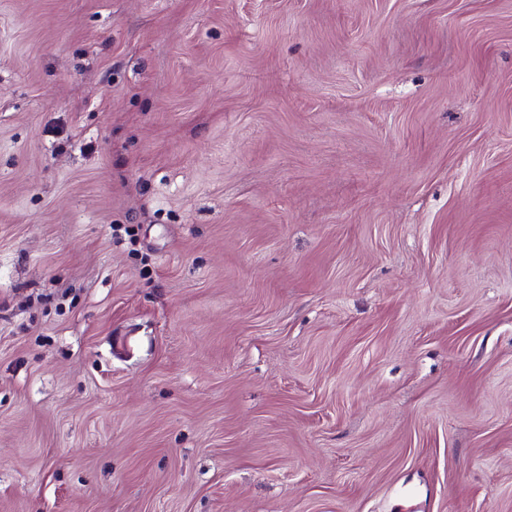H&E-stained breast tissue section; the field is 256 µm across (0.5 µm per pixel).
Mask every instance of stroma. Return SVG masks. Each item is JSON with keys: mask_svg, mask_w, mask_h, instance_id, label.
I'll return each instance as SVG.
<instances>
[{"mask_svg": "<svg viewBox=\"0 0 512 512\" xmlns=\"http://www.w3.org/2000/svg\"><path fill=\"white\" fill-rule=\"evenodd\" d=\"M0 512H512V0H0Z\"/></svg>", "mask_w": 512, "mask_h": 512, "instance_id": "obj_1", "label": "stroma"}]
</instances>
